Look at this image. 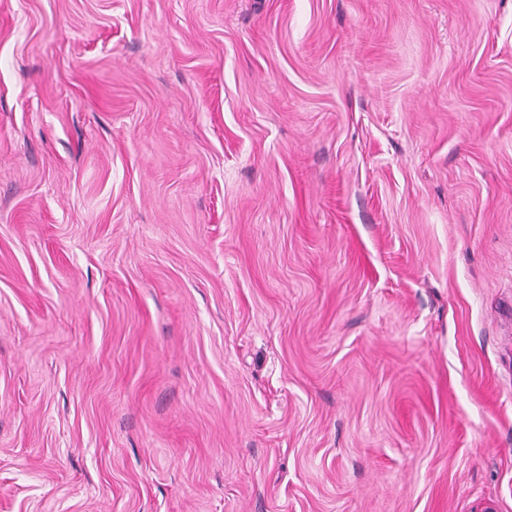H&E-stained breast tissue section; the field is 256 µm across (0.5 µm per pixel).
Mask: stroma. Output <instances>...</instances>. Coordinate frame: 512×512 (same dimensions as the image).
<instances>
[{"label":"stroma","mask_w":512,"mask_h":512,"mask_svg":"<svg viewBox=\"0 0 512 512\" xmlns=\"http://www.w3.org/2000/svg\"><path fill=\"white\" fill-rule=\"evenodd\" d=\"M0 512H512V0H0Z\"/></svg>","instance_id":"obj_1"}]
</instances>
